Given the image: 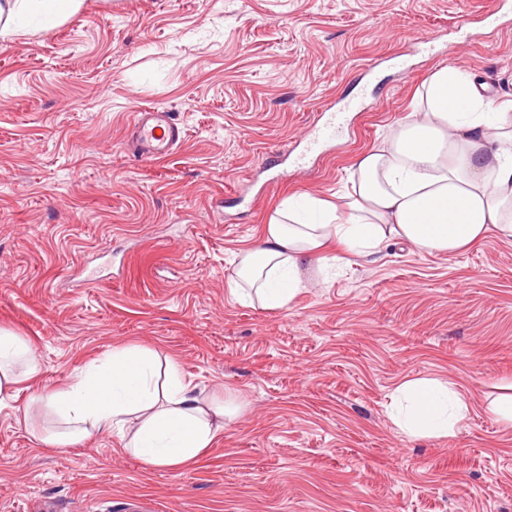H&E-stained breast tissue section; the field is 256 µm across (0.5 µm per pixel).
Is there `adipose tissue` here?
<instances>
[{
  "label": "adipose tissue",
  "mask_w": 512,
  "mask_h": 512,
  "mask_svg": "<svg viewBox=\"0 0 512 512\" xmlns=\"http://www.w3.org/2000/svg\"><path fill=\"white\" fill-rule=\"evenodd\" d=\"M84 0H0V42L23 23L56 26ZM342 205L317 197L289 199L266 226L262 242L242 251L228 280L239 302L286 309L305 286L312 258L327 241L368 257L384 244L453 254L491 231L512 237V100H489L476 77L448 65L426 81L418 112L381 146L360 154ZM392 420L414 437L453 434L469 406L434 379L405 383ZM67 428L56 446L137 418L125 451L148 465L195 461L224 428L223 403L200 401L172 364L152 351L113 350L67 387L39 397Z\"/></svg>",
  "instance_id": "obj_1"
}]
</instances>
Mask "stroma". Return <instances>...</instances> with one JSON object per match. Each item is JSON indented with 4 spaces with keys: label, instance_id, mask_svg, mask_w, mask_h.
I'll return each mask as SVG.
<instances>
[{
    "label": "stroma",
    "instance_id": "stroma-1",
    "mask_svg": "<svg viewBox=\"0 0 512 512\" xmlns=\"http://www.w3.org/2000/svg\"><path fill=\"white\" fill-rule=\"evenodd\" d=\"M496 0H84L0 45V330L41 367L0 402V512H512V238L461 253L329 244L287 309L227 289L281 202L350 191L357 155L407 123L452 65L512 99V32L434 56L418 37ZM374 72H367L371 61ZM356 98L330 152L265 172L316 113ZM183 138L135 155V112ZM101 278L82 287L85 269ZM139 346L232 413L179 469L125 453L136 420L58 449L34 396ZM448 383L453 435L413 438L398 388Z\"/></svg>",
    "mask_w": 512,
    "mask_h": 512
}]
</instances>
